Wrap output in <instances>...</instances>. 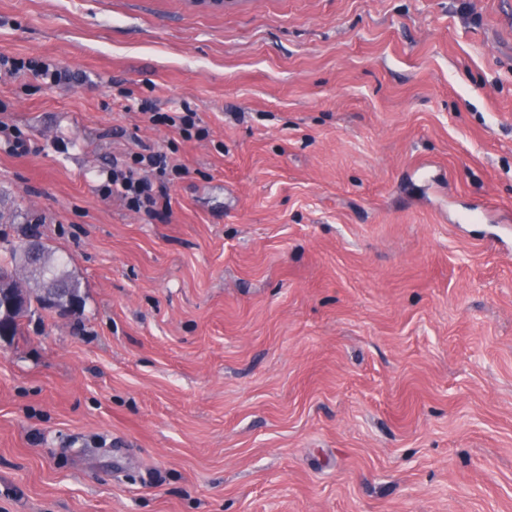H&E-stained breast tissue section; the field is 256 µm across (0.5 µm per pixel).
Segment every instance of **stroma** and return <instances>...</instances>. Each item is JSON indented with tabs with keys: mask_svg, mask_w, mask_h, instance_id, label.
Returning <instances> with one entry per match:
<instances>
[{
	"mask_svg": "<svg viewBox=\"0 0 512 512\" xmlns=\"http://www.w3.org/2000/svg\"><path fill=\"white\" fill-rule=\"evenodd\" d=\"M0 512H512V0H0ZM191 109L183 138L140 111ZM150 146L153 218L98 192ZM2 66L8 67L10 71H22L26 68L35 78L50 86L66 83L69 80V72L53 63H38L32 60L25 62L1 53L0 68ZM32 295L27 296L25 299L20 301V306L16 308L4 309V300L0 302V319L6 321L9 328V336L5 332H1L0 326V338L7 339L12 336H16L20 330L21 320L30 311L32 306Z\"/></svg>",
	"mask_w": 512,
	"mask_h": 512,
	"instance_id": "35a3bbf8",
	"label": "stroma"
}]
</instances>
